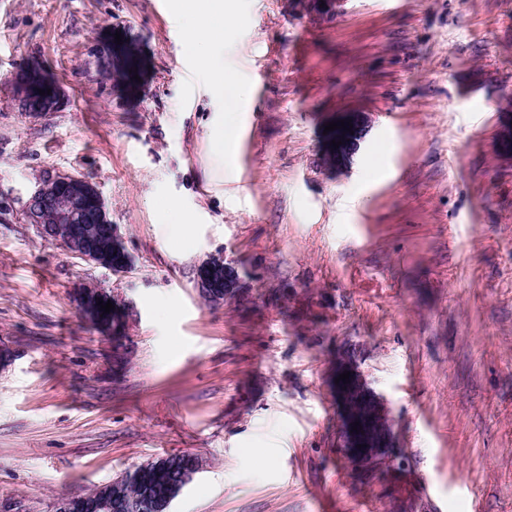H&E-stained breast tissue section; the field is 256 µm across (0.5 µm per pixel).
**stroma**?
<instances>
[{
	"label": "stroma",
	"instance_id": "1",
	"mask_svg": "<svg viewBox=\"0 0 512 512\" xmlns=\"http://www.w3.org/2000/svg\"><path fill=\"white\" fill-rule=\"evenodd\" d=\"M210 57L248 100L215 101L178 0H0V502L55 512L194 453L169 512H512V0H250ZM25 59L58 111L20 112ZM352 112L338 171L323 131ZM46 168L97 186L128 273L24 222ZM213 256L239 277L220 305L196 286ZM86 284L124 302L122 346L80 316ZM343 360L404 457L372 485L336 448ZM354 134L350 136L339 145V148H334L332 145L326 144L325 156L329 159V165L336 167V170L342 168L352 154L359 148L361 139V130L359 128L358 120L352 117ZM237 141V127L234 123L215 125L210 130L211 152L224 168L232 158V146Z\"/></svg>",
	"mask_w": 512,
	"mask_h": 512
}]
</instances>
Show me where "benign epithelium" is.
<instances>
[{
  "instance_id": "obj_1",
  "label": "benign epithelium",
  "mask_w": 512,
  "mask_h": 512,
  "mask_svg": "<svg viewBox=\"0 0 512 512\" xmlns=\"http://www.w3.org/2000/svg\"><path fill=\"white\" fill-rule=\"evenodd\" d=\"M16 94L20 111L31 117L44 112H53L63 104L61 85L51 77L38 61L24 62L15 77ZM50 90L42 98L39 90ZM354 134L350 135L339 147L326 146L325 156L329 165L341 169L352 154L359 148L361 130L357 119H352ZM26 223L35 226L38 235L46 242L61 246L68 254L81 261L108 269L115 275H122L129 264L115 266L112 256L127 254V250L117 225L109 219L106 204L97 187L84 177L56 170L42 172L33 190L30 192L23 211ZM99 301H109L114 309L111 318L102 320L98 311ZM78 308L85 319H93L110 335L112 331L125 333L127 313L125 306L114 295L103 288L88 286L80 289ZM336 402L341 426L336 446L342 453L352 457L365 450L380 457L389 466L396 467L403 462L397 455L389 453L391 447L388 416L381 404L362 392L371 408V415L378 427L374 437L364 435L362 428L352 429L360 421L358 413L342 392L339 384H334ZM200 466L188 464L180 468L176 483L162 496L144 494L132 502L118 494L102 493L95 497L96 512H168L172 500L182 488L190 482Z\"/></svg>"
}]
</instances>
